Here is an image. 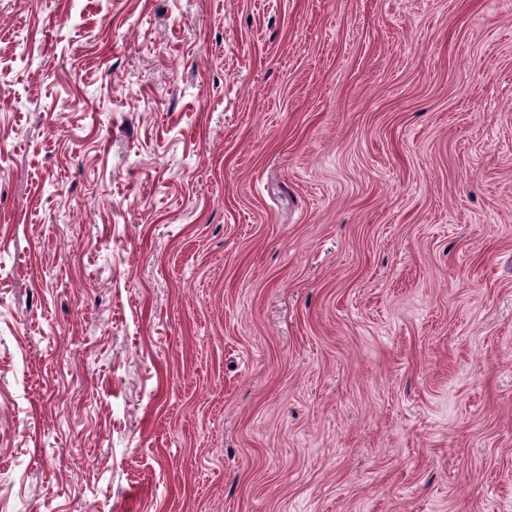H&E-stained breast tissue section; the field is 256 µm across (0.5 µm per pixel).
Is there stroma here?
<instances>
[{
	"mask_svg": "<svg viewBox=\"0 0 512 512\" xmlns=\"http://www.w3.org/2000/svg\"><path fill=\"white\" fill-rule=\"evenodd\" d=\"M0 512H512V0H0Z\"/></svg>",
	"mask_w": 512,
	"mask_h": 512,
	"instance_id": "obj_1",
	"label": "stroma"
}]
</instances>
